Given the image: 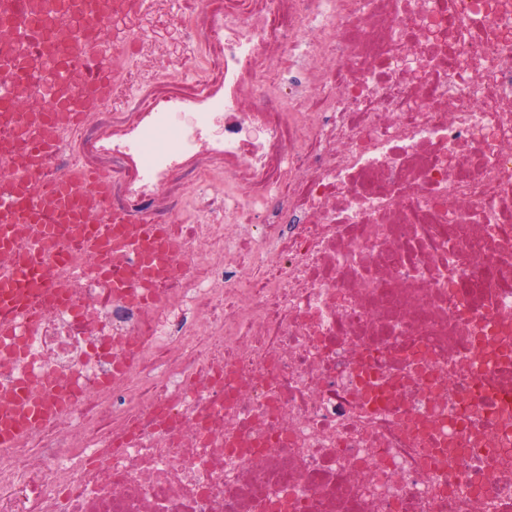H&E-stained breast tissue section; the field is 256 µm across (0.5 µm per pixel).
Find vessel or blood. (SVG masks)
Wrapping results in <instances>:
<instances>
[{"instance_id": "vessel-or-blood-1", "label": "vessel or blood", "mask_w": 512, "mask_h": 512, "mask_svg": "<svg viewBox=\"0 0 512 512\" xmlns=\"http://www.w3.org/2000/svg\"><path fill=\"white\" fill-rule=\"evenodd\" d=\"M89 11L91 29L83 42L96 41L95 31L112 11V0H0V17L10 24L0 30L9 52L0 54V108L15 109L18 88L12 77L29 65L35 50L66 55L75 49L74 41L57 35L52 24L59 7ZM57 83L64 88L53 110L33 109L17 112V131L7 146L0 147V250L10 257L9 265L0 266V306L18 305L31 317H38L43 304L33 289L38 282L33 274L49 260L63 255L72 246H80L93 259L95 274L111 275L112 252H128L139 275L152 277L163 256L175 245L169 225L142 224L134 235L113 236L112 224L125 223L122 215H113L108 203L112 198V176L99 168H85L61 179L45 182L41 172L46 160L57 148L60 122L80 121L112 93L110 79L101 78L80 95L68 92L71 75L57 73ZM70 224L69 238H61L56 225ZM55 417V408L47 396L35 397L28 389L18 388L10 410L0 420V447L11 444L20 428L45 425Z\"/></svg>"}]
</instances>
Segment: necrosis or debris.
<instances>
[{"label": "necrosis or debris", "mask_w": 512, "mask_h": 512, "mask_svg": "<svg viewBox=\"0 0 512 512\" xmlns=\"http://www.w3.org/2000/svg\"><path fill=\"white\" fill-rule=\"evenodd\" d=\"M172 2L112 0V98L42 172L111 125L169 274L76 250L6 311L0 403L71 400L0 447V512H512V0H183L176 52Z\"/></svg>", "instance_id": "1"}]
</instances>
